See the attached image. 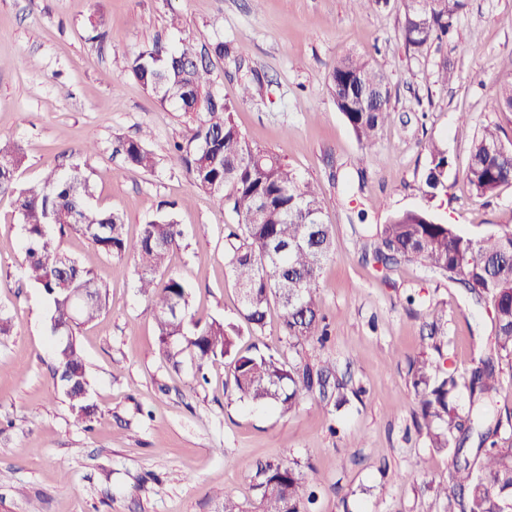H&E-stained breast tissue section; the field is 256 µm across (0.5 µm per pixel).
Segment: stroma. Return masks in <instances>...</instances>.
I'll use <instances>...</instances> for the list:
<instances>
[{
	"label": "stroma",
	"instance_id": "35a3bbf8",
	"mask_svg": "<svg viewBox=\"0 0 512 512\" xmlns=\"http://www.w3.org/2000/svg\"><path fill=\"white\" fill-rule=\"evenodd\" d=\"M105 20L107 35L93 25ZM400 0L361 13L349 0H0V138L22 144L20 183L56 165H79L93 206L123 215L129 236L170 214L183 236L168 274L188 292V312L241 331L240 349L282 360L332 365L346 386L305 393L287 415L239 401L228 359L205 366L183 353L172 368L158 347L149 301L129 258L100 254L67 233L61 250L107 288L109 306L80 326L77 342L103 420L85 428L52 379L51 302L27 279L15 197L0 194V512H222L233 494L257 512L258 463L295 467L318 485L314 512H438L433 489L447 483L446 451L420 429L410 362L439 358L457 386L460 414L476 410L470 374L487 347V305L447 276L415 262L379 271L361 241L394 214L429 209L436 221L476 233L512 224V186L477 197L465 171L484 126L512 143V112L497 88L512 76V0H467L453 37L413 56L404 44ZM192 41L231 55L212 57L211 89L234 106L251 144L281 155L320 185L334 247L319 291L328 317L324 345L289 347L282 311L271 306L252 330L227 267V227L236 217L173 165V141L187 133L177 108L160 102L129 59L159 42ZM368 58L386 76L393 121L362 150L327 89L336 60ZM447 62L448 83L435 76ZM252 95L240 99L243 82ZM128 139L154 153L153 171L130 168L117 148ZM450 161L446 195L427 201L428 142ZM444 312L438 333L430 308Z\"/></svg>",
	"mask_w": 512,
	"mask_h": 512
}]
</instances>
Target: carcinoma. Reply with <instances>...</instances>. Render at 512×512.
Returning <instances> with one entry per match:
<instances>
[{"mask_svg": "<svg viewBox=\"0 0 512 512\" xmlns=\"http://www.w3.org/2000/svg\"><path fill=\"white\" fill-rule=\"evenodd\" d=\"M401 5L406 47L422 56L453 32L466 0H401ZM130 68L160 102L176 103L189 129L184 141L174 143L173 161L186 169L197 188L219 206H229L237 217V227L229 233L236 240L229 267L245 322L263 327L274 303L282 309V330L290 346L323 342L327 329L318 284L333 248L334 227L324 221L321 188L302 179L281 155L245 139L234 121L233 106L211 92L209 64L190 43L170 49L156 42L135 54ZM328 88L362 149L370 148L393 116L384 74L370 60L347 55L332 65ZM500 131L498 126L485 127L471 150L466 178L479 197L512 186V151L499 149ZM426 150L429 168L421 192L436 198L447 190L448 155L434 141ZM123 152L131 167L150 171L155 166L154 155L136 140L126 141ZM23 161L20 145L0 140V194L16 195L28 279L50 297L51 319L61 323H69L73 314V289L88 284L94 292L79 319L69 323L71 341L54 349L53 376L76 421H93L95 408L82 396L89 391V379L75 328L103 314L108 293L76 259L68 264L60 259L53 226L62 235L73 231L84 238L97 230L93 247L99 253L135 260L141 269L138 289L151 302L159 348L168 359L176 360L180 344L200 360L228 357L237 398L255 406L276 405L283 414L292 411L299 392L327 385V366L243 353L237 348L235 325L217 319L204 325L191 322L183 282L158 278L181 238L180 225L170 216H157L130 238L120 214L91 205V185L78 168L64 173L52 169L19 189L13 172ZM375 237L371 261L386 267L419 262L469 293L491 299V346L471 371L470 382L482 402L494 400L501 373H512V225L469 234L454 224L435 222L425 210H411L377 226ZM411 376L420 398V426L430 446L447 450L452 461L448 482L436 490L435 500L446 501L448 512H512V442L496 439L502 419L487 426L478 410L462 421L450 402L456 380L435 360H414ZM473 433L480 438L474 454L465 447ZM254 488L259 512H311L316 499L300 472L275 462L257 467Z\"/></svg>", "mask_w": 512, "mask_h": 512, "instance_id": "obj_1", "label": "carcinoma"}]
</instances>
